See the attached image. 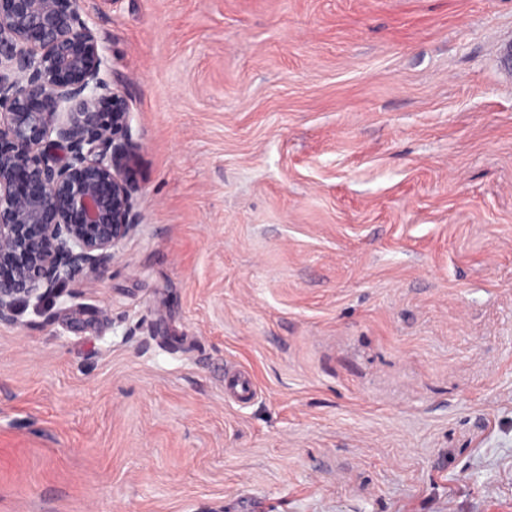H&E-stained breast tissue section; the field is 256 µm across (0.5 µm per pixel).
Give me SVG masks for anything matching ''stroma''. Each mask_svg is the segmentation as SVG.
<instances>
[{
	"instance_id": "obj_1",
	"label": "stroma",
	"mask_w": 512,
	"mask_h": 512,
	"mask_svg": "<svg viewBox=\"0 0 512 512\" xmlns=\"http://www.w3.org/2000/svg\"><path fill=\"white\" fill-rule=\"evenodd\" d=\"M81 11L139 227L0 322V512H512V0ZM224 394L230 400L246 405L256 394V386L250 375L240 369L224 370Z\"/></svg>"
}]
</instances>
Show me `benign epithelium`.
Returning a JSON list of instances; mask_svg holds the SVG:
<instances>
[{
    "label": "benign epithelium",
    "instance_id": "7a95c632",
    "mask_svg": "<svg viewBox=\"0 0 512 512\" xmlns=\"http://www.w3.org/2000/svg\"><path fill=\"white\" fill-rule=\"evenodd\" d=\"M130 120L80 0H0V322L104 277L139 227Z\"/></svg>",
    "mask_w": 512,
    "mask_h": 512
}]
</instances>
